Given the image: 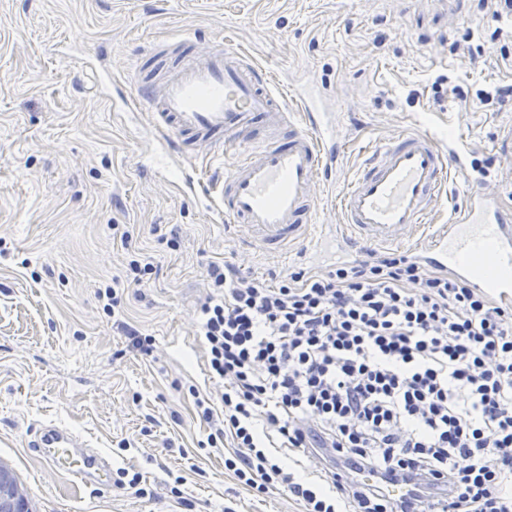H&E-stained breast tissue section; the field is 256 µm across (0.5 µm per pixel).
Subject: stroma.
<instances>
[{
	"label": "stroma",
	"mask_w": 512,
	"mask_h": 512,
	"mask_svg": "<svg viewBox=\"0 0 512 512\" xmlns=\"http://www.w3.org/2000/svg\"><path fill=\"white\" fill-rule=\"evenodd\" d=\"M495 26L478 0H0V461L30 483L36 512L300 510L286 492L259 496L234 480L188 388L220 390L199 340L209 264L276 286L299 270L327 273L335 257L268 255L226 234L146 114L100 97L99 74L119 96L161 39L191 33L201 50L221 39L276 78L324 90L342 177L399 131L458 125L467 173L448 182L454 201L483 183L512 209V150L501 141L512 102L475 96L512 82V41L490 40ZM132 250L157 269L146 286L126 282ZM112 283L113 316L97 298ZM126 324L154 337L151 355L132 348ZM51 419L114 469L139 473V488L120 476L80 489L46 470L28 433Z\"/></svg>",
	"instance_id": "obj_1"
}]
</instances>
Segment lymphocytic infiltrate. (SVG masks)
<instances>
[{
  "instance_id": "1",
  "label": "lymphocytic infiltrate",
  "mask_w": 512,
  "mask_h": 512,
  "mask_svg": "<svg viewBox=\"0 0 512 512\" xmlns=\"http://www.w3.org/2000/svg\"><path fill=\"white\" fill-rule=\"evenodd\" d=\"M218 400L197 415L243 486L302 512H512V312L387 253L278 286L210 264ZM425 482L415 501L384 485Z\"/></svg>"
}]
</instances>
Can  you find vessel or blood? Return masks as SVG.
I'll return each mask as SVG.
<instances>
[{"instance_id": "1", "label": "vessel or blood", "mask_w": 512, "mask_h": 512, "mask_svg": "<svg viewBox=\"0 0 512 512\" xmlns=\"http://www.w3.org/2000/svg\"><path fill=\"white\" fill-rule=\"evenodd\" d=\"M192 35L155 45L167 60L159 84L135 82L127 101L145 112L151 130L180 157L206 160L182 171L225 228L270 254L309 245L351 258L403 246L427 269L469 282L477 292L512 307V211L496 193L471 187L462 203L444 188L461 169L458 146L428 130L404 131L369 151L350 181L338 182L342 146L315 83L274 80L237 50L213 42L192 51ZM298 102L301 114L291 113ZM342 188L335 224L316 223L324 189ZM51 471L89 487L111 476L109 455L88 450L86 439L45 421L32 433Z\"/></svg>"}]
</instances>
